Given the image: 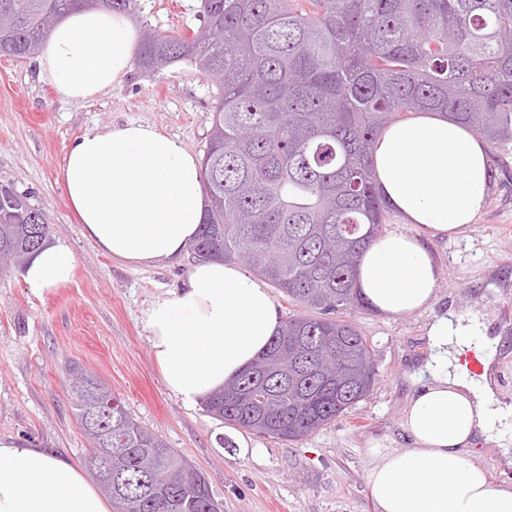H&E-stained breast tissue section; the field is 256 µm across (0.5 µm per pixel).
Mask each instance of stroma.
<instances>
[{
	"label": "stroma",
	"mask_w": 512,
	"mask_h": 512,
	"mask_svg": "<svg viewBox=\"0 0 512 512\" xmlns=\"http://www.w3.org/2000/svg\"><path fill=\"white\" fill-rule=\"evenodd\" d=\"M134 24L161 34L198 27V0H138ZM36 58L0 57V184L32 194L52 239L76 255L70 281L43 297L19 269L0 271V440L50 448L83 465L89 443L72 410L67 377L79 367L105 381L139 424L204 472L224 512H376L366 473L376 455L402 449L403 410L429 353L427 327L447 309L479 311L490 333L512 337V144L491 161L489 202L468 228L427 239L440 280L431 308L353 320L375 350L378 381L352 413L302 440L262 437L187 406L165 388L145 312L178 287L195 261L132 267L83 234L62 193L67 146L88 127L141 121L202 155L216 88L198 68L131 71L85 101L60 98Z\"/></svg>",
	"instance_id": "35a3bbf8"
}]
</instances>
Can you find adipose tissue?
<instances>
[{
	"label": "adipose tissue",
	"instance_id": "adipose-tissue-1",
	"mask_svg": "<svg viewBox=\"0 0 512 512\" xmlns=\"http://www.w3.org/2000/svg\"><path fill=\"white\" fill-rule=\"evenodd\" d=\"M138 32L127 16L70 11L43 41L38 75L66 100L84 101L131 71ZM373 170L380 192L422 237L377 236L362 254L357 283L385 315L424 310L436 300L439 274L425 237L453 235L475 222L488 201V147L467 126L421 112L379 136ZM65 199L84 235L112 259L148 267L177 260L196 237L205 201L200 162L177 138L129 121L86 129L67 147ZM75 254L63 240L28 263L27 290L44 295L70 279ZM148 341L166 389L194 405L265 350L281 325L265 281L237 265L193 263L184 283L153 301ZM481 313H444L427 329V376L401 417L409 445L382 454L366 482L377 512H512V485L490 480L469 450L477 438L497 445L512 467V406L487 376L463 363L475 353L490 366L504 336H490ZM0 512H110L83 471L46 448L0 440Z\"/></svg>",
	"mask_w": 512,
	"mask_h": 512
}]
</instances>
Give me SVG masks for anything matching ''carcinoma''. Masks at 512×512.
<instances>
[{
    "mask_svg": "<svg viewBox=\"0 0 512 512\" xmlns=\"http://www.w3.org/2000/svg\"><path fill=\"white\" fill-rule=\"evenodd\" d=\"M133 13L137 0H96ZM75 0H0V55L27 59ZM193 34L143 25L134 66L188 62L218 86L201 159L208 206L190 249L241 263L305 312L203 401L215 418L294 441L349 414L377 381L374 350L347 319L369 309L360 257L389 206L373 178L376 139L407 112H439L494 151L512 142V0H200ZM51 236L29 194L0 185V256L24 267ZM103 425L83 428L86 465L112 447V512H214L203 472L141 426L94 375Z\"/></svg>",
    "mask_w": 512,
    "mask_h": 512,
    "instance_id": "cac0c4a2",
    "label": "carcinoma"
}]
</instances>
